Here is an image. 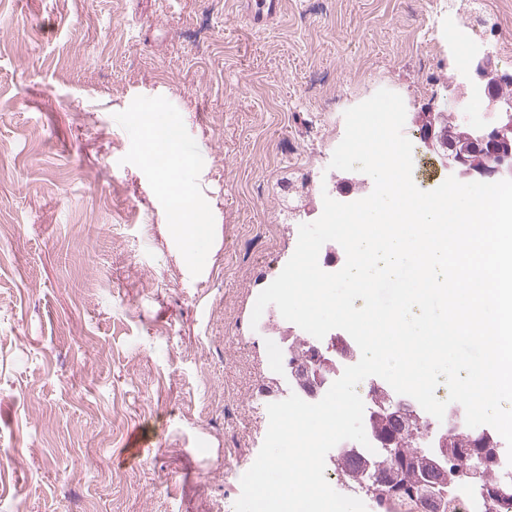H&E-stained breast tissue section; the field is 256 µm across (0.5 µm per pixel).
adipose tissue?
<instances>
[{"mask_svg": "<svg viewBox=\"0 0 512 512\" xmlns=\"http://www.w3.org/2000/svg\"><path fill=\"white\" fill-rule=\"evenodd\" d=\"M141 137L145 144L144 161L168 191L173 228L183 244L180 258L189 264L199 263V246L209 241L214 227L208 224L196 191L184 189L179 181L178 173L185 163L180 151L179 126L158 111L145 118Z\"/></svg>", "mask_w": 512, "mask_h": 512, "instance_id": "obj_1", "label": "adipose tissue"}]
</instances>
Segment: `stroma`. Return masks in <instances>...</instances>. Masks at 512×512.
Masks as SVG:
<instances>
[{
	"mask_svg": "<svg viewBox=\"0 0 512 512\" xmlns=\"http://www.w3.org/2000/svg\"><path fill=\"white\" fill-rule=\"evenodd\" d=\"M512 71V0H0V512H234L278 339L253 304L294 253L279 189L328 182L334 102L406 107ZM180 123L214 244L184 265L140 121ZM245 17L253 27L264 25L276 17L281 8L280 0H246Z\"/></svg>",
	"mask_w": 512,
	"mask_h": 512,
	"instance_id": "35a3bbf8",
	"label": "stroma"
}]
</instances>
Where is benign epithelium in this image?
I'll return each instance as SVG.
<instances>
[{"mask_svg": "<svg viewBox=\"0 0 512 512\" xmlns=\"http://www.w3.org/2000/svg\"><path fill=\"white\" fill-rule=\"evenodd\" d=\"M471 69L457 78L440 102L423 104L407 117L410 128L420 138L421 152L435 165L455 176L461 182L500 181L512 179V98H504L498 87L512 80V75L501 71L493 54L479 50L472 54ZM483 99L488 120L481 126H471L466 121L448 128L446 108L470 97ZM484 150L487 160H475L476 151ZM336 192L350 194L355 186L366 184L356 171L334 176ZM299 373L309 376L302 391L314 395L336 373V360L321 356L317 362H285L279 371L267 379L265 388L272 396H280L288 387V380ZM376 410L392 417L406 416L414 405L406 398L377 402Z\"/></svg>", "mask_w": 512, "mask_h": 512, "instance_id": "1", "label": "benign epithelium"}]
</instances>
